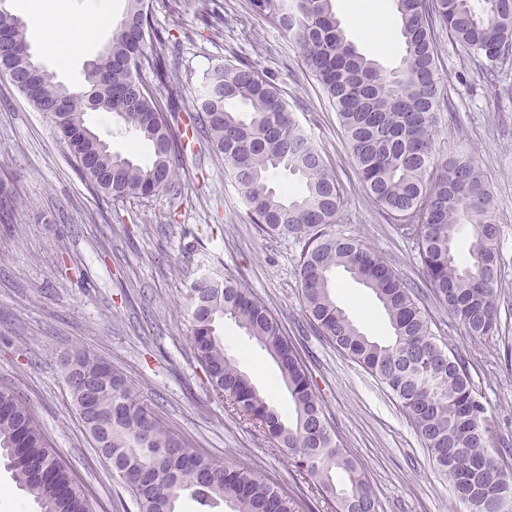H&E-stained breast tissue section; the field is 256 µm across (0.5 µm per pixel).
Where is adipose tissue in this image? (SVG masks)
<instances>
[{
    "label": "adipose tissue",
    "mask_w": 512,
    "mask_h": 512,
    "mask_svg": "<svg viewBox=\"0 0 512 512\" xmlns=\"http://www.w3.org/2000/svg\"><path fill=\"white\" fill-rule=\"evenodd\" d=\"M35 7L29 13L33 29L41 31L44 36V51L59 62H66L70 51L76 47L90 45L99 32L97 17L85 16L77 24L70 26L67 36H58L48 19L56 15L59 0H34Z\"/></svg>",
    "instance_id": "1"
}]
</instances>
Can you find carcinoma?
I'll return each instance as SVG.
<instances>
[{
    "instance_id": "carcinoma-1",
    "label": "carcinoma",
    "mask_w": 512,
    "mask_h": 512,
    "mask_svg": "<svg viewBox=\"0 0 512 512\" xmlns=\"http://www.w3.org/2000/svg\"><path fill=\"white\" fill-rule=\"evenodd\" d=\"M403 55L387 71L350 43L332 0H247L251 13L300 48L304 64L336 109L356 173L390 224L414 240L423 273L439 303L482 340L498 332L500 227L483 167L468 154L442 166L432 140L444 102L436 29L477 58L486 79L512 63V0H394ZM154 46L152 53L145 44ZM168 40L155 27L149 0H126L108 49L84 73V88L58 81L32 55L27 29L0 8V72L17 94L44 114L73 154L80 175L114 200L166 191L177 178L183 134L172 119L181 91L170 85ZM149 71L151 81L141 73ZM94 109L121 119L148 142L138 164L112 152L85 120ZM194 125L224 157L227 173L253 223L270 236L302 244V302L310 324L375 376L396 398L434 467L466 512H512V447L498 438L466 361L448 354L413 289L359 240L327 231L344 189L279 88L243 58L208 69L196 90ZM285 171L302 182L293 195L274 187ZM467 232V256L457 236ZM342 269L368 288L390 329L381 343L360 331L337 305L333 276ZM191 343L219 398L285 448L331 512H378L354 456L334 439L313 379L295 345L264 304L241 283L203 280L190 302ZM230 320L277 365L293 403L287 420L224 351L218 323ZM100 455L127 487L137 512H306L307 502L260 469L219 464L175 434L117 369L85 353L66 379ZM39 512H91L83 490L57 457L28 403L0 388V461Z\"/></svg>"
}]
</instances>
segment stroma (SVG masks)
<instances>
[{"mask_svg": "<svg viewBox=\"0 0 512 512\" xmlns=\"http://www.w3.org/2000/svg\"><path fill=\"white\" fill-rule=\"evenodd\" d=\"M67 27L98 13L94 44L59 66L29 32L39 61L73 88L86 63L102 54L123 18L125 0H64ZM156 27L171 35V79L180 88L179 123H187L203 73L246 58L272 77L300 123L342 182L344 203L332 233L371 248L414 288L433 331L470 364L499 436L512 443V68L486 81L478 61L438 33L445 117L434 154L445 162L472 152L487 173L501 227L499 333L471 340L433 297L414 241L386 223L359 181L336 113L307 71L299 47L246 0H150ZM88 123L113 151L143 163L144 142L115 115ZM167 191L115 201L78 173L48 120L0 74V385L31 407L49 441L82 487L94 512H135L131 496L95 450L66 381L86 352L122 371L177 435L221 463L261 468L282 487L328 512L287 452L251 421L218 400L195 357L188 309L196 281L230 277L279 319L314 381L342 448L359 460L378 512H464L453 487L433 467L397 400L374 377L320 336L308 321L298 279L301 247L263 235L225 175L224 160L194 134ZM335 297L366 335L387 339L374 295L337 271ZM227 354L283 415L292 404L273 360L232 322L220 328Z\"/></svg>", "mask_w": 512, "mask_h": 512, "instance_id": "obj_1", "label": "stroma"}]
</instances>
